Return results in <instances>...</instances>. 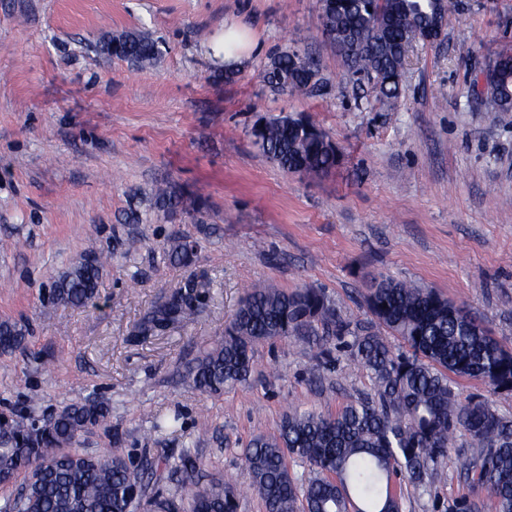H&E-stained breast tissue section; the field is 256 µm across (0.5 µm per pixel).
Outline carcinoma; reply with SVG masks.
Here are the masks:
<instances>
[{
	"instance_id": "cac0c4a2",
	"label": "carcinoma",
	"mask_w": 512,
	"mask_h": 512,
	"mask_svg": "<svg viewBox=\"0 0 512 512\" xmlns=\"http://www.w3.org/2000/svg\"><path fill=\"white\" fill-rule=\"evenodd\" d=\"M448 0H320L323 34L352 73L371 83L378 100L400 98L409 49L430 35ZM97 49L140 68L155 64L159 49L147 30L104 40ZM268 86L309 95L323 85L316 64L295 50L277 53L263 73ZM488 103L512 123V48L501 49L488 74ZM254 143L287 172L327 173L340 161L335 143L312 119L284 116L257 120ZM162 208L197 210L200 195L177 196L156 188ZM198 246L178 240L169 259L187 266ZM102 261L80 258L49 291L54 302L84 306L96 294ZM191 292H176L139 327L148 334L198 314ZM369 325L354 326L336 310L321 288L292 292L267 284L253 286L224 334L214 339L186 370L202 394L220 395L244 384L253 367L254 347L290 336H321L346 344L353 363L366 371L374 394L360 396L334 413L293 409L277 431L255 438L244 454L251 489L265 512H402L403 483L427 490L435 464L447 455L454 435L469 436V450L457 455V473L472 491L492 501V512H512V416L493 409L478 394L462 399L448 375L474 379L494 392H512V351L493 340L462 304L434 289L374 277L365 298ZM25 327L0 321V352L22 348ZM406 347L397 351L387 336ZM353 341L345 343V337ZM109 406L90 395L67 403L55 416L31 414L0 438V484L26 474L30 494L12 498L0 512H129L126 459L108 452L89 453L80 437L104 423ZM308 467L296 477L286 455ZM176 471L190 493L189 512H237L234 490L222 483L201 487L199 462L187 449Z\"/></svg>"
}]
</instances>
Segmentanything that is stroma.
<instances>
[{
	"label": "stroma",
	"instance_id": "1",
	"mask_svg": "<svg viewBox=\"0 0 512 512\" xmlns=\"http://www.w3.org/2000/svg\"><path fill=\"white\" fill-rule=\"evenodd\" d=\"M241 21L262 50L232 81L208 54ZM151 31L156 65L98 55L105 36ZM512 46V0H452L444 33L409 53L396 107L355 81L323 35L319 0H0V321L25 326L0 353V416L18 420L95 395L111 420L81 448L169 462L138 512L183 503L175 465L191 449L200 483L264 512L244 453L291 408L336 411L371 392L346 348L322 358L307 337L258 344L247 384L201 394L185 369L233 317L249 286L325 289L337 311L367 322L364 294L383 274L463 303L512 350V126L472 106L479 67ZM296 48L315 60L323 92L292 97L260 79ZM305 115L336 143L328 174L287 172L249 130L258 118ZM164 182L202 196L194 214L164 215ZM192 264L171 262L179 239ZM104 257L94 304L51 303L71 262ZM193 289L195 320L147 338L138 327L177 290ZM178 415L154 432V418ZM456 435L430 493L404 486L402 512H453L468 495Z\"/></svg>",
	"mask_w": 512,
	"mask_h": 512
}]
</instances>
